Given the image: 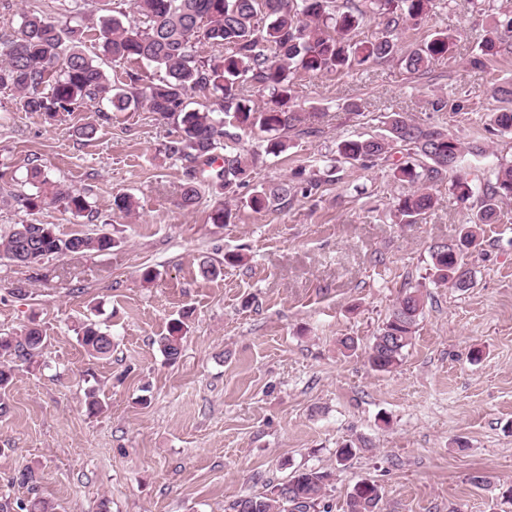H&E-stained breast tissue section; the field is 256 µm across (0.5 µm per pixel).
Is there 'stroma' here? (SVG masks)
<instances>
[{
  "label": "stroma",
  "mask_w": 512,
  "mask_h": 512,
  "mask_svg": "<svg viewBox=\"0 0 512 512\" xmlns=\"http://www.w3.org/2000/svg\"><path fill=\"white\" fill-rule=\"evenodd\" d=\"M72 5L0 0V34L18 28L21 10L60 20ZM483 27L469 0H442L400 38L408 49L432 30L459 31L452 58L429 75L383 63L304 76L296 102L316 133L292 138L257 181L332 157L338 137L378 133L393 112L512 160V139L489 124L512 55L473 68ZM98 110L91 103L50 124L0 89V188L27 192L26 170L38 164L93 211L76 218L57 204L30 212L0 203V234L38 222L115 240L37 270L0 260V336L35 324L50 341L35 362L19 363L5 395L0 498L39 496L56 512H231L295 469L323 468L334 472L324 497L332 512H345L364 479L381 486L383 512H512V203L481 227L475 288L438 287L429 248L470 217L447 183L433 187L435 205L415 224L395 223L404 188L379 165L345 168L311 198L243 208L220 225L210 187L196 206L181 205L183 165L163 153L172 121L141 108L103 121ZM89 122L101 125L90 140L79 134ZM118 194L135 198L133 215L113 211ZM236 252L244 262L225 263ZM205 256L219 276L201 274ZM409 288L424 297L413 344L395 370L374 372L364 351ZM186 309L182 355L171 363L157 340ZM87 321L111 331L110 358L78 344L74 329ZM346 336L357 350L341 346ZM91 389L97 413L85 406ZM349 442L361 451L338 464ZM27 468L36 477L28 485Z\"/></svg>",
  "instance_id": "obj_1"
}]
</instances>
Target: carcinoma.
<instances>
[{
  "label": "carcinoma",
  "instance_id": "cac0c4a2",
  "mask_svg": "<svg viewBox=\"0 0 512 512\" xmlns=\"http://www.w3.org/2000/svg\"><path fill=\"white\" fill-rule=\"evenodd\" d=\"M111 16H95L72 10L64 23L40 14L24 12L18 31L0 38V88L17 93L25 112H38L47 120L73 112L88 102H105L114 112L144 107L173 120L176 134L163 145L164 155L185 164L182 205L194 206L205 183L219 187L224 200L212 213L215 224H230L236 207L256 213L288 207L298 198L316 194L336 181L340 165L363 167L385 163L393 182L410 191L397 198L394 216L400 224H415L434 207L431 188L452 176L449 190L472 210L460 231L457 250L448 243L430 246L434 283L460 290L473 287L469 257L481 245L478 226L496 221L503 204L512 201V164L500 163L481 194H475L464 166L465 155L486 156V149L465 147L459 140L434 127H424L399 112L386 117V132L369 138L336 140V157L321 165L301 168L291 178L266 181L247 197L240 189L253 180L265 157L288 151V133H307L304 113L293 108L295 82L303 74L331 75L375 63L394 62L410 75L422 76L436 61L451 57L457 35L446 29L432 32L416 47L404 50L399 30L417 25L436 13L439 0H117ZM495 0H474L473 8L488 18L478 53L470 63L483 68L496 56L512 53V12L495 9ZM99 30L102 50L114 60L146 62L165 69L166 77L148 84L128 75L114 82L88 57L80 44L88 25ZM375 28L371 37H359L366 25ZM205 44L224 52L213 58L201 56ZM209 93V104L190 107L189 95ZM267 96L263 104L253 93ZM491 125L512 133V109L492 114ZM266 134L256 147L242 146V134ZM215 173H209L214 163ZM31 194L7 197L29 211L60 203L74 217L92 213L85 196L62 189L38 165L27 169ZM112 236L73 231L63 234L53 224H15L0 236V258L27 268L40 257L104 252L112 248ZM423 313V297L404 292L383 321L369 346L371 370L388 373L402 362ZM191 311L172 319L158 344L165 359L175 362L182 353ZM77 339L93 358L112 355V332L93 322L75 328ZM47 337L29 327L19 337L1 336L0 353L16 354L25 362L42 355ZM332 472L299 469L264 496H243L233 512H311L317 508ZM382 493L374 483L363 481L348 495L347 512H381ZM53 512L37 498L11 506L0 501V512Z\"/></svg>",
  "mask_w": 512,
  "mask_h": 512
}]
</instances>
